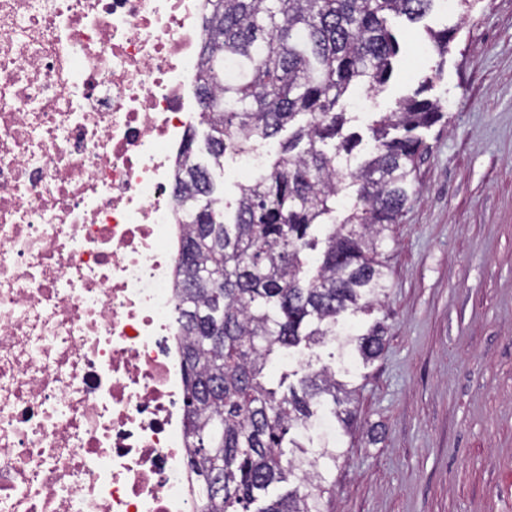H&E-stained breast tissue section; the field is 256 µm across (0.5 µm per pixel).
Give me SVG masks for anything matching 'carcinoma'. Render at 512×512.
Masks as SVG:
<instances>
[{
	"instance_id": "carcinoma-1",
	"label": "carcinoma",
	"mask_w": 512,
	"mask_h": 512,
	"mask_svg": "<svg viewBox=\"0 0 512 512\" xmlns=\"http://www.w3.org/2000/svg\"><path fill=\"white\" fill-rule=\"evenodd\" d=\"M437 0H211L199 93L214 107L204 124L209 157L228 163L278 140L263 170L221 204L198 154L180 178L189 223L181 249L177 309L185 333L190 465L203 477L205 512H324L338 440L308 435L332 404L350 433L356 389L330 366L308 368L280 394L265 375L282 352L329 342L368 364L384 349L376 322L347 318L387 294L388 232L416 191L429 147L420 130L447 120L422 96L438 74L389 112H373L370 143L344 133L357 120L351 94L381 91L399 43L388 17L421 21ZM439 56L454 34L428 31ZM287 481L283 494L269 488Z\"/></svg>"
}]
</instances>
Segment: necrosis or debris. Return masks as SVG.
Returning <instances> with one entry per match:
<instances>
[{
  "label": "necrosis or debris",
  "instance_id": "necrosis-or-debris-1",
  "mask_svg": "<svg viewBox=\"0 0 512 512\" xmlns=\"http://www.w3.org/2000/svg\"><path fill=\"white\" fill-rule=\"evenodd\" d=\"M209 0H0V512H202L174 283Z\"/></svg>",
  "mask_w": 512,
  "mask_h": 512
}]
</instances>
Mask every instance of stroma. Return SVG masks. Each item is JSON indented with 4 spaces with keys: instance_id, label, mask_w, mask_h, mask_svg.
<instances>
[{
    "instance_id": "1",
    "label": "stroma",
    "mask_w": 512,
    "mask_h": 512,
    "mask_svg": "<svg viewBox=\"0 0 512 512\" xmlns=\"http://www.w3.org/2000/svg\"><path fill=\"white\" fill-rule=\"evenodd\" d=\"M399 61L373 111L427 95L419 193L385 246L382 356L361 367L358 421L340 436L333 512H512V0L393 17ZM454 30L437 56L427 30Z\"/></svg>"
}]
</instances>
